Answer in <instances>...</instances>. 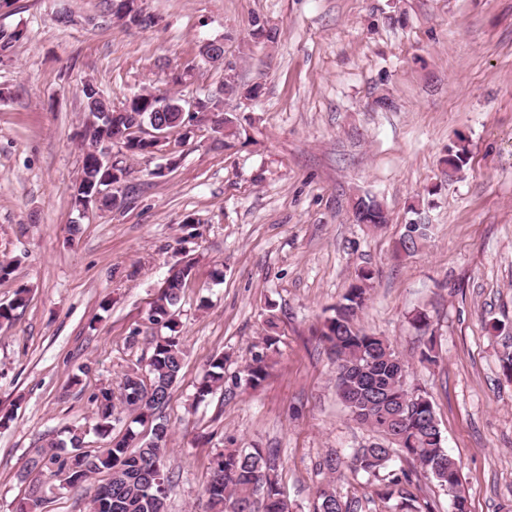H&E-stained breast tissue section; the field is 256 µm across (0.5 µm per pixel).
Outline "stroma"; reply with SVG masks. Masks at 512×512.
Here are the masks:
<instances>
[{
  "mask_svg": "<svg viewBox=\"0 0 512 512\" xmlns=\"http://www.w3.org/2000/svg\"><path fill=\"white\" fill-rule=\"evenodd\" d=\"M162 24L130 29L102 0H10L0 9V512L25 496L27 460L65 428L93 433L94 394L151 355L146 312L173 264L192 258L179 308L186 358L163 416L170 429L168 512H205L202 484L227 448H276L289 512H311L334 481L364 512H390L380 485L328 454L377 442L336 394V368L313 329L358 270L375 277L359 316L428 393L461 469L470 512H512V0H146ZM72 21L63 25L60 13ZM261 17L275 41L254 38ZM224 44L238 85L233 148L210 127L129 160L120 211L81 215L72 187L83 152L80 88L113 104L166 95L204 41ZM456 177L443 163L458 138ZM175 166H168L169 156ZM376 199L390 221L356 223ZM410 223L432 227L397 254ZM424 311L430 327L414 328ZM279 325L258 388L194 404L211 357L241 371ZM435 338L437 363L420 351ZM79 385H72V375Z\"/></svg>",
  "mask_w": 512,
  "mask_h": 512,
  "instance_id": "stroma-1",
  "label": "stroma"
}]
</instances>
